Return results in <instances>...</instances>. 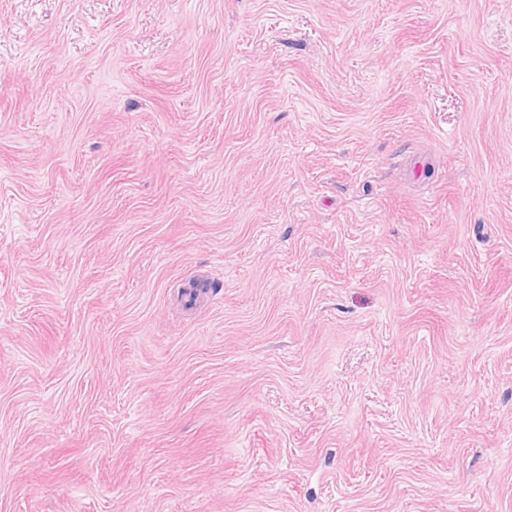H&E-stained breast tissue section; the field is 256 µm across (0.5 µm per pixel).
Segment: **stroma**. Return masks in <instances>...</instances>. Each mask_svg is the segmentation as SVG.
<instances>
[{
	"mask_svg": "<svg viewBox=\"0 0 512 512\" xmlns=\"http://www.w3.org/2000/svg\"><path fill=\"white\" fill-rule=\"evenodd\" d=\"M0 512H512V0H0Z\"/></svg>",
	"mask_w": 512,
	"mask_h": 512,
	"instance_id": "obj_1",
	"label": "stroma"
}]
</instances>
